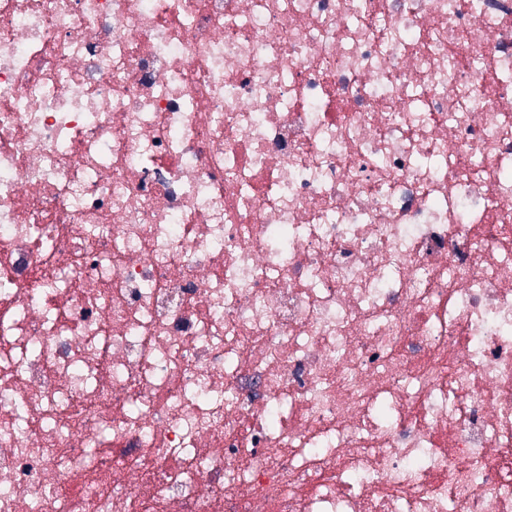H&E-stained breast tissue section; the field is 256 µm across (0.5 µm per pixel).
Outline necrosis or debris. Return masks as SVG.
Returning <instances> with one entry per match:
<instances>
[{"mask_svg":"<svg viewBox=\"0 0 512 512\" xmlns=\"http://www.w3.org/2000/svg\"><path fill=\"white\" fill-rule=\"evenodd\" d=\"M0 512H512V0H0Z\"/></svg>","mask_w":512,"mask_h":512,"instance_id":"1","label":"necrosis or debris"}]
</instances>
